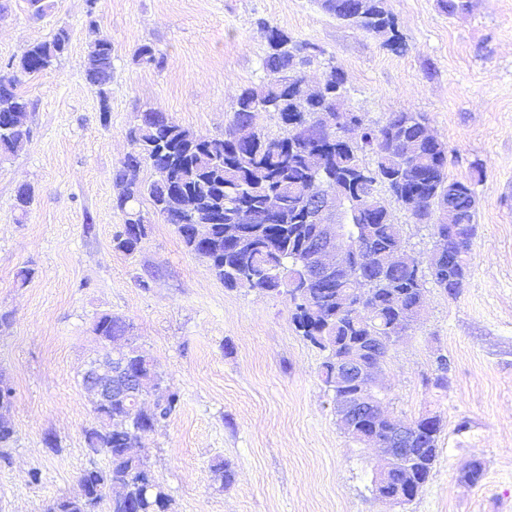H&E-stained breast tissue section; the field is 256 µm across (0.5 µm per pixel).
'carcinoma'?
<instances>
[{
	"label": "carcinoma",
	"mask_w": 512,
	"mask_h": 512,
	"mask_svg": "<svg viewBox=\"0 0 512 512\" xmlns=\"http://www.w3.org/2000/svg\"><path fill=\"white\" fill-rule=\"evenodd\" d=\"M357 6L356 0H321V7L340 21L367 32L385 29V47L396 53L404 51L403 37L386 0H367L360 14ZM69 41L68 29L57 28L49 39L32 44L11 64L12 75L0 76V155L23 150L31 138L27 124L30 102L17 91L19 77L50 69L67 51ZM266 41L263 81L240 89L224 135L200 138L160 109L141 112V123L130 130L133 151L115 171L116 183L122 187L115 209L123 214L124 224L114 243L124 252L138 249L141 238L133 234L131 226L144 223L136 204L148 198L155 213L175 226L188 250L207 260L211 273L224 282V287L282 295L294 305V328L325 353L321 378L330 387L338 357L386 360L389 350H374L368 337L392 331L412 313L420 312L427 288L416 267L417 258L404 253L388 268L375 265L367 272L365 279L376 300L369 317L340 308L337 288H323L309 281L304 270L303 262L313 247L307 193L341 188L350 239L381 258L402 247L401 227L383 204L382 189L416 223L430 225L433 236L442 235L451 225L457 228V234L448 235L446 255L431 272L435 287L451 297L461 293L470 276L477 200L470 184L448 179V146L423 138L427 125L423 114L392 112L384 124L367 126L360 113L345 107L344 77L336 67H330L321 87L305 89L303 68L322 54L319 47L298 41L274 26L266 27ZM135 57L146 66L163 65V58L148 44L140 45ZM86 75L97 87L102 106H107V86L112 80V42L108 38L98 35L92 41ZM260 111L277 114L282 134L271 137L255 129L249 141L238 140V129L252 125ZM325 114L340 118V122L323 126L321 117ZM301 121L311 130L305 138L292 133ZM366 153L374 156L371 166L363 161ZM144 166L167 168L168 182L143 181L140 170ZM272 193L280 201L277 218L264 216L266 199ZM187 195L193 197L198 212L222 219L206 244L190 233L195 215L182 207V198ZM15 201L21 214H27L33 202L31 186L20 185ZM242 209L260 216L251 225L254 247L245 253L224 243V225L233 223ZM130 328L120 317L102 315L92 331L100 341L110 343ZM121 354L130 360L133 372L150 377L149 357L132 339H127V349ZM179 404L180 395L171 392L156 402L147 416L123 400L112 402L105 410L94 408V413L105 415L110 425L85 429V449L90 456H104L107 466L99 468L92 463L82 470L79 482L86 499L58 497L50 501L46 512H169L171 499L139 454L137 438L140 432L155 430ZM400 424L408 430L402 447L419 463L411 472L394 471L391 480L394 484L412 482L420 488L439 456L437 442L443 425L428 433L418 418L404 424L395 418L366 415L346 433L358 441L366 432L386 438ZM14 434L12 422L0 412V448L10 447Z\"/></svg>",
	"instance_id": "obj_1"
}]
</instances>
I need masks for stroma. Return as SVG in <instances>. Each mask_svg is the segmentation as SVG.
Instances as JSON below:
<instances>
[{"label":"stroma","instance_id":"1","mask_svg":"<svg viewBox=\"0 0 512 512\" xmlns=\"http://www.w3.org/2000/svg\"><path fill=\"white\" fill-rule=\"evenodd\" d=\"M0 0V76L33 43L67 27V52L51 69L21 77L31 139L0 161V378L11 387L15 441L0 460V512H44L78 491L89 464L83 432L96 424L81 383L102 352L91 332L112 314L131 325L177 412L146 433L141 449L173 512H512V0H469L455 15L440 0H387L405 42L341 23L319 0ZM112 43L108 99L86 78L89 18ZM318 45L305 71L326 64L345 77L346 104L375 126L392 112H421L448 145V177L478 199L471 277L448 298L429 287L422 316L382 367L384 410L444 423L440 453L416 498L392 505L372 491L379 448L340 427L323 355L297 336L286 298L228 289L192 254L173 225L140 208L146 236L131 254L113 239V174L132 151L129 129L157 107L201 137L222 136L238 89L260 84L265 26ZM151 45L161 68L140 64ZM30 185L27 216L14 207ZM385 204L410 254L427 260L435 240L394 198ZM31 271L18 283L20 269ZM148 288H141L140 280ZM448 386L430 385L436 354ZM57 440L59 451L45 445ZM480 461L483 477L460 473ZM230 463L231 483L213 466ZM40 482H32V472Z\"/></svg>","mask_w":512,"mask_h":512}]
</instances>
